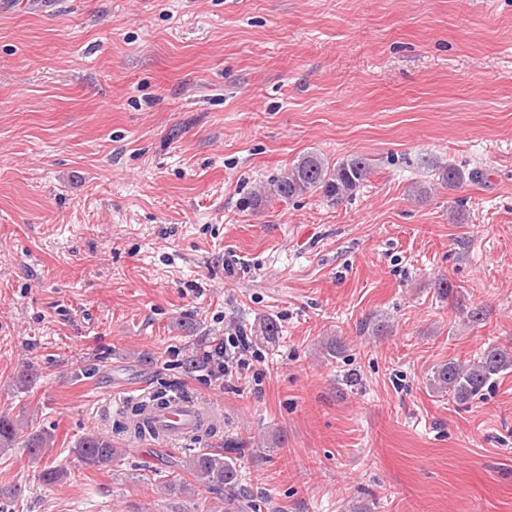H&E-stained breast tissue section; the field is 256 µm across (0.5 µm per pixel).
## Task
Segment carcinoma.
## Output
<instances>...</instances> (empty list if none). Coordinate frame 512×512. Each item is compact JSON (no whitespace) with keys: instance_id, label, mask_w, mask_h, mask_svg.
Masks as SVG:
<instances>
[{"instance_id":"cac0c4a2","label":"carcinoma","mask_w":512,"mask_h":512,"mask_svg":"<svg viewBox=\"0 0 512 512\" xmlns=\"http://www.w3.org/2000/svg\"><path fill=\"white\" fill-rule=\"evenodd\" d=\"M370 171V159L361 154H351L332 163L321 153L307 152L300 155L288 171L271 181L263 193L256 196V202L261 203L268 197L290 199L319 192L338 203L351 196L367 180ZM440 176L442 183L451 189L476 178L477 172L467 173L459 167L447 166ZM510 368L512 359L496 348H488L474 359L448 360L434 372L431 384L434 389L446 390L457 402L466 404ZM28 426L23 417L13 419L0 415V451L23 448L31 460L40 459L52 443V435L31 432L23 440L21 434ZM74 454L83 465L101 468L112 464L120 451L112 447V440L88 434L77 443ZM184 468L195 484L212 494L219 495L238 487L237 464L221 452L200 451L185 460Z\"/></svg>"}]
</instances>
